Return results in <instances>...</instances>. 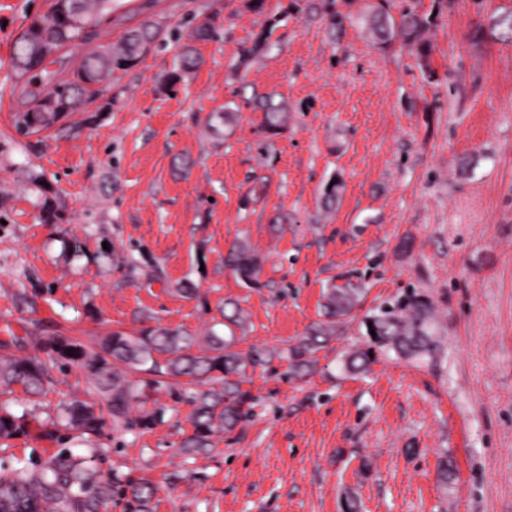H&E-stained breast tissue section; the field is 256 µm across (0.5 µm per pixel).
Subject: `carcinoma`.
Masks as SVG:
<instances>
[{"label": "carcinoma", "mask_w": 512, "mask_h": 512, "mask_svg": "<svg viewBox=\"0 0 512 512\" xmlns=\"http://www.w3.org/2000/svg\"><path fill=\"white\" fill-rule=\"evenodd\" d=\"M114 0H52L49 11L35 19L16 43L13 64L22 77L35 70L46 73L48 82L26 92V109L16 114L18 129L39 132L56 126L70 113L78 111L85 100L96 95L98 85L107 83L112 74L132 66L156 43L163 28L154 22L129 31L119 44L99 45L81 60L73 76L65 79L46 70L49 58L90 37L104 17L112 13ZM369 23L379 41L397 38L406 45L422 46V36L429 20L407 11L396 21L375 11ZM264 110L262 130L274 134L287 120L271 97L257 99ZM227 262L247 285L257 282L261 262L245 244L233 249ZM361 289L347 282L330 284L324 296L322 321L308 334L283 351L235 349V330L246 324L244 310L229 301L225 306L224 326L229 335L214 328L204 334L172 328L160 323L132 332L112 331L83 343L69 336H48L40 341L41 354H16L21 337L7 330L0 340V390L8 392L15 385L39 395L53 383L51 365L66 361L82 368L87 377L91 402H63L40 423L39 436L56 442L61 449L28 463L17 456L0 457V512H103L115 500L125 501L128 512H154L156 484L145 478L119 477L103 470L96 452L73 453L69 443L78 438L93 444L102 437L106 420L112 429L133 432L154 425L162 418L156 408L131 414L133 405L145 406L151 392L159 387L188 379L191 385L185 397L194 406L193 433L180 444L186 458L207 454L213 448L212 437L232 432L246 419L256 397L242 388L248 369L288 361V378L299 380L316 366V354L337 340L338 333L354 317ZM376 336L369 345L345 358L341 371L354 373L367 369L381 354L429 360L440 349L438 315L428 295L416 291L380 305L364 318ZM141 376L139 382L129 375ZM29 434L27 411L17 414L8 404H0V440Z\"/></svg>", "instance_id": "carcinoma-1"}]
</instances>
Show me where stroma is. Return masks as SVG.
Masks as SVG:
<instances>
[{
  "instance_id": "obj_1",
  "label": "stroma",
  "mask_w": 512,
  "mask_h": 512,
  "mask_svg": "<svg viewBox=\"0 0 512 512\" xmlns=\"http://www.w3.org/2000/svg\"><path fill=\"white\" fill-rule=\"evenodd\" d=\"M51 4L0 0V339L13 330L30 353L32 337L86 342L144 315L196 332L233 300L240 350L285 347L347 281L367 310L427 294L443 327L429 362L341 373L366 340L357 318L306 380L279 360L248 370L249 419L194 459L178 453L192 407L161 388L162 422L105 429V468L159 483L156 512H512V38L498 24L512 0H116L55 70L147 21L159 42L64 126L28 134L12 56ZM377 7L429 15L427 56L379 43ZM204 23L212 37L192 41ZM257 94L287 107L278 135ZM215 111L234 113L231 135L211 134ZM240 239L263 259L253 287L224 263ZM52 375L41 417L85 395L78 366Z\"/></svg>"
}]
</instances>
